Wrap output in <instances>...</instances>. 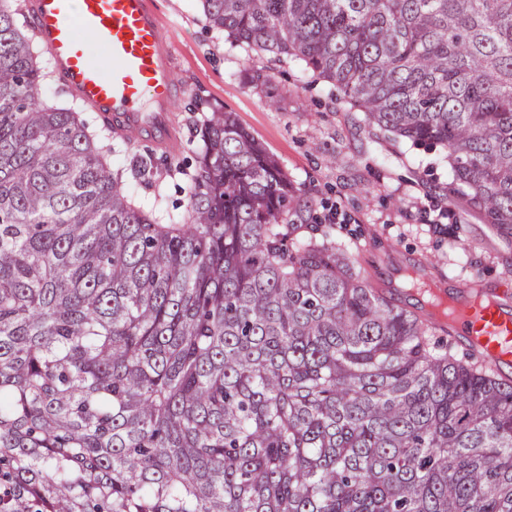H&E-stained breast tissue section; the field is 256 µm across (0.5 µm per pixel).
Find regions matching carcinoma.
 Returning a JSON list of instances; mask_svg holds the SVG:
<instances>
[{
	"instance_id": "carcinoma-1",
	"label": "carcinoma",
	"mask_w": 512,
	"mask_h": 512,
	"mask_svg": "<svg viewBox=\"0 0 512 512\" xmlns=\"http://www.w3.org/2000/svg\"><path fill=\"white\" fill-rule=\"evenodd\" d=\"M373 126L447 152L512 237V0H199ZM0 5V512H512V379L288 221L280 164L199 128L186 230L40 101Z\"/></svg>"
}]
</instances>
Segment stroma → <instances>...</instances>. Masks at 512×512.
<instances>
[{
  "label": "stroma",
  "mask_w": 512,
  "mask_h": 512,
  "mask_svg": "<svg viewBox=\"0 0 512 512\" xmlns=\"http://www.w3.org/2000/svg\"><path fill=\"white\" fill-rule=\"evenodd\" d=\"M156 2L183 88L177 141L168 151L130 144L114 138L96 113H82L115 166L150 161L151 183L128 182L137 201L164 219L184 216L188 200L177 169L195 166L203 120L231 112L287 172L308 223L332 213L337 238L360 232L357 261L375 286L398 289L407 304L424 307L429 283L492 293L512 278V239L449 192L445 149L392 138L299 61L232 43L206 21L198 0Z\"/></svg>",
  "instance_id": "obj_1"
}]
</instances>
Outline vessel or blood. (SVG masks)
<instances>
[{
	"instance_id": "vessel-or-blood-1",
	"label": "vessel or blood",
	"mask_w": 512,
	"mask_h": 512,
	"mask_svg": "<svg viewBox=\"0 0 512 512\" xmlns=\"http://www.w3.org/2000/svg\"><path fill=\"white\" fill-rule=\"evenodd\" d=\"M52 68L82 105L131 143L169 149L182 88L154 0H26ZM474 300L449 326L491 361L512 365V302Z\"/></svg>"
}]
</instances>
